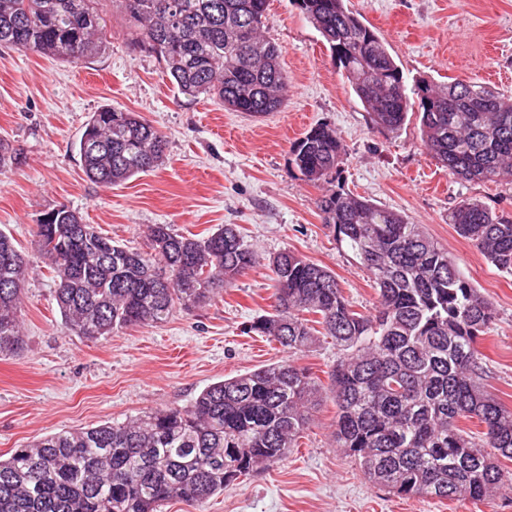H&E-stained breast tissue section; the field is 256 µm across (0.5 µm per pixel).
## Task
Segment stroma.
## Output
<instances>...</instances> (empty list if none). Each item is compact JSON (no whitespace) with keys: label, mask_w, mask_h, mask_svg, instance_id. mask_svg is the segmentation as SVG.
Returning a JSON list of instances; mask_svg holds the SVG:
<instances>
[{"label":"stroma","mask_w":512,"mask_h":512,"mask_svg":"<svg viewBox=\"0 0 512 512\" xmlns=\"http://www.w3.org/2000/svg\"><path fill=\"white\" fill-rule=\"evenodd\" d=\"M385 41L407 83L472 78L512 96V0H348ZM264 37L282 50L288 76L280 111L251 117L206 95L179 94L154 57L134 50L113 13L107 47L67 64L0 48V139L17 164L0 171V231L25 248L20 355H0V456L62 430L125 421L191 404L209 385L286 358L243 328L273 293L265 258L290 249L332 271L360 312L376 299L369 271L336 244L317 207L327 189L400 212L444 244L497 311L477 343L483 385L512 407V275L500 272L448 222L460 200L512 218V183L465 181L425 149L417 113L388 138L348 85L320 32L296 0H269ZM139 113L167 140L162 164L104 188L83 172L77 141L92 112ZM335 128L344 150L332 186L301 179L288 149L309 128ZM121 243L147 250V228L207 235L235 224L261 262L206 305L167 321L124 328L99 341L74 335L55 300L54 279L30 248L41 217L59 205ZM336 405L324 396L288 458L236 481L202 504L160 512H512V498L476 503L400 497L371 485L335 447Z\"/></svg>","instance_id":"35a3bbf8"}]
</instances>
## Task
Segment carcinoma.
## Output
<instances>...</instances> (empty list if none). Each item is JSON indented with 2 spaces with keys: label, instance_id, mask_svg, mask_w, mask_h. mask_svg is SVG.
Returning <instances> with one entry per match:
<instances>
[{
  "label": "carcinoma",
  "instance_id": "cac0c4a2",
  "mask_svg": "<svg viewBox=\"0 0 512 512\" xmlns=\"http://www.w3.org/2000/svg\"><path fill=\"white\" fill-rule=\"evenodd\" d=\"M103 0H0V47L77 64L106 43ZM131 44L163 63L180 93L205 94L236 112L263 115L284 102L279 47L263 38L268 0H117ZM299 7L330 45L342 75L385 136L405 125L403 72L383 39L345 0ZM421 139L448 173L512 183V99L473 80L442 88L420 81ZM166 139L135 112L93 113L77 143L85 174L103 187L154 170ZM344 149L318 124L289 149L306 181L329 184ZM324 225L372 275L373 311L358 312L332 271L284 250L269 259V309L247 331L290 352L331 338L340 357L330 384L286 359L214 383L187 408L62 430L0 458V512H158L170 500L202 503L240 477L288 457L329 391L332 437L375 487L405 497L475 502L512 495V408L483 386L475 348L496 318L493 303L459 270L425 225L351 192L318 201ZM39 224L33 244L58 281L69 329L98 340L157 324L178 307L211 301L257 263L235 224L204 237L148 228L150 251L81 223L66 205ZM448 223L500 271L512 273V219L459 201ZM27 262L0 232V354L18 355L17 317ZM314 318H308V315ZM477 421L482 430L461 426Z\"/></svg>",
  "mask_w": 512,
  "mask_h": 512
}]
</instances>
